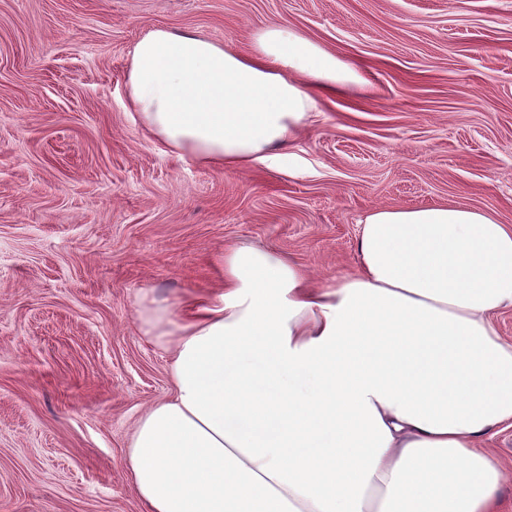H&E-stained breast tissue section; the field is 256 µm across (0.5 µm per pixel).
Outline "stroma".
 Listing matches in <instances>:
<instances>
[{"label": "stroma", "instance_id": "35a3bbf8", "mask_svg": "<svg viewBox=\"0 0 512 512\" xmlns=\"http://www.w3.org/2000/svg\"><path fill=\"white\" fill-rule=\"evenodd\" d=\"M270 25L374 87L319 92L283 168L177 158L126 110L149 31ZM449 202L512 225V0H0V512H146L127 445L170 384L141 314L207 295L225 246L321 282L372 208Z\"/></svg>", "mask_w": 512, "mask_h": 512}]
</instances>
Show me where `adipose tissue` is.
<instances>
[{"label":"adipose tissue","instance_id":"obj_1","mask_svg":"<svg viewBox=\"0 0 512 512\" xmlns=\"http://www.w3.org/2000/svg\"><path fill=\"white\" fill-rule=\"evenodd\" d=\"M370 83L295 30L247 51L157 28L126 96L176 157L278 167L320 88ZM353 272L318 284L283 254L231 245L219 289L148 334L171 394L127 455L147 512H497L507 479L485 438L512 425V226L462 204L377 207Z\"/></svg>","mask_w":512,"mask_h":512}]
</instances>
